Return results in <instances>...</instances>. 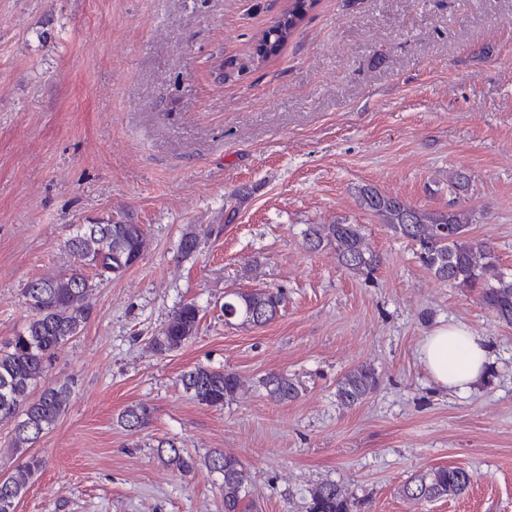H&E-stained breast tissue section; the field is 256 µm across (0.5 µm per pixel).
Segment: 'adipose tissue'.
Masks as SVG:
<instances>
[{"instance_id":"1","label":"adipose tissue","mask_w":512,"mask_h":512,"mask_svg":"<svg viewBox=\"0 0 512 512\" xmlns=\"http://www.w3.org/2000/svg\"><path fill=\"white\" fill-rule=\"evenodd\" d=\"M419 354L433 383L454 392L469 389L488 362L485 338L459 323L441 326L425 336Z\"/></svg>"}]
</instances>
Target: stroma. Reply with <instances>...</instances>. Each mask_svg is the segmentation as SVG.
Segmentation results:
<instances>
[{"mask_svg":"<svg viewBox=\"0 0 512 512\" xmlns=\"http://www.w3.org/2000/svg\"><path fill=\"white\" fill-rule=\"evenodd\" d=\"M287 6L0 0V341L29 319L22 288L67 268L76 225L128 215L147 237L56 355L46 381H72V395L30 449L45 465L16 512H224L221 475L180 476L157 456L164 440L246 461L253 512H306L326 481L363 512H512V325L437 279L360 200L371 186L470 208L473 235L512 272V0H318L256 63ZM455 171L469 178L460 196ZM335 220L380 255L373 278L306 248L307 225ZM255 288L281 290L279 316L226 323L225 295ZM189 300L196 336L157 353L151 338ZM448 323L489 349L465 393L438 389L419 358ZM197 364L235 372L244 391L198 403L179 382ZM360 365L380 384L341 407L336 385ZM272 372L299 382L294 401L266 397ZM137 404L153 417L134 434L121 416ZM439 466L471 473L462 495L401 496ZM317 2L318 0H288V7L257 39L252 58L261 64L286 45L297 32L308 10Z\"/></svg>","mask_w":512,"mask_h":512,"instance_id":"35a3bbf8","label":"stroma"}]
</instances>
